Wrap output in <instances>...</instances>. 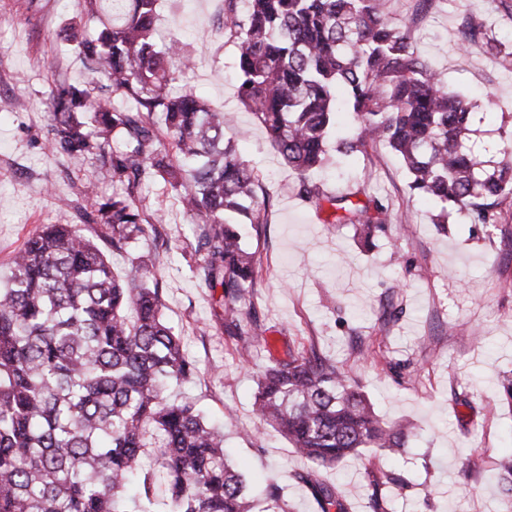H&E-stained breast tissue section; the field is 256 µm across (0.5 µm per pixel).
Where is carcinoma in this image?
Segmentation results:
<instances>
[{"instance_id":"1","label":"carcinoma","mask_w":512,"mask_h":512,"mask_svg":"<svg viewBox=\"0 0 512 512\" xmlns=\"http://www.w3.org/2000/svg\"><path fill=\"white\" fill-rule=\"evenodd\" d=\"M158 2L88 0L100 26L72 40L123 104L89 84L63 87L52 96L48 147L75 165L94 157L124 185L85 207L114 250L161 221L138 198L143 182L174 192L207 225L196 250L200 278L222 288L225 320L254 336L241 317L257 261L238 224L268 223L270 199L225 140L230 119L194 91L172 90L170 66L188 58L177 41L157 45ZM222 2L224 28L241 42L239 101L296 174L299 197L327 209L324 223L357 225L368 240L391 222L380 201L354 203L308 179L327 161L338 89L356 121L338 153L386 146L404 163L410 192L439 208L438 223L455 208L476 224L497 223L496 208L512 194V153L488 171L465 151L468 103L429 71L378 0H249L243 13L239 0ZM161 134L168 146L157 149ZM194 372L149 265L120 277L79 225H45L0 288V512H256L225 458L224 434L194 403L166 398ZM254 411L310 464L301 479L321 512L346 508L320 469L362 448L401 455L410 441L314 351L270 360ZM498 483L512 508V457Z\"/></svg>"}]
</instances>
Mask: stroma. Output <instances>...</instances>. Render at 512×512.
Returning a JSON list of instances; mask_svg holds the SVG:
<instances>
[{"mask_svg": "<svg viewBox=\"0 0 512 512\" xmlns=\"http://www.w3.org/2000/svg\"><path fill=\"white\" fill-rule=\"evenodd\" d=\"M379 8L448 91L470 102L465 142L478 158L492 166L512 151V0H380ZM158 13L163 36L186 40L196 60L180 83L233 116L225 135L272 199L270 223L241 227L260 259L250 310L265 343L240 357L220 292L194 270L200 228L162 185L140 188L144 206L165 215L157 238L116 252L83 223L82 206L117 186L95 161L73 166L51 155L46 117L53 89L89 79L69 38L86 19L82 0H0V284L47 224L81 225L120 276L152 265L164 317L197 367L181 393L214 419L234 413L224 446L253 495L274 481L291 512H320L297 478L306 464L252 411L269 356L313 349L355 380L382 419L415 432L407 454L364 450L320 472L346 512H371L376 489L389 512H505L491 474L512 453V405L499 387L512 370V200L500 224L472 223L464 211L435 224L399 157L370 148L311 174L327 192L362 190L389 206L387 232L363 245L353 225L326 223L299 198L295 174L240 104V42L219 0H160ZM390 303L397 317L385 316ZM459 393L468 406L456 404Z\"/></svg>", "mask_w": 512, "mask_h": 512, "instance_id": "1", "label": "stroma"}]
</instances>
